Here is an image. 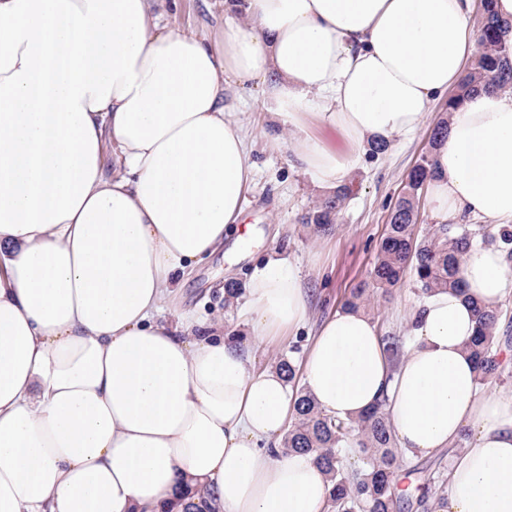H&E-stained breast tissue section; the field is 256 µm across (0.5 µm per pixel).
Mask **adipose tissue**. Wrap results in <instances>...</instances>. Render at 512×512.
<instances>
[{
    "label": "adipose tissue",
    "instance_id": "adipose-tissue-1",
    "mask_svg": "<svg viewBox=\"0 0 512 512\" xmlns=\"http://www.w3.org/2000/svg\"><path fill=\"white\" fill-rule=\"evenodd\" d=\"M162 2L0 0V512H324L314 454L267 451L294 397L252 349L309 320L298 271L255 270L244 341L167 314L256 172L225 99L258 87L294 165L333 190L364 145L416 133L476 52L469 0H247L249 23L212 40L163 24ZM433 156L441 223L512 226V94L468 97ZM460 278L423 299L394 365L369 316L332 314L302 383L333 417L383 405L407 456L460 447L436 512H512V398L481 390L466 350L512 265L477 245Z\"/></svg>",
    "mask_w": 512,
    "mask_h": 512
}]
</instances>
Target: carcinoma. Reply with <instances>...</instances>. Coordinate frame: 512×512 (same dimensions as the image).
<instances>
[{"label":"carcinoma","mask_w":512,"mask_h":512,"mask_svg":"<svg viewBox=\"0 0 512 512\" xmlns=\"http://www.w3.org/2000/svg\"><path fill=\"white\" fill-rule=\"evenodd\" d=\"M493 0H486L477 33V53L469 71L453 94L446 110H451L467 95L479 90H512V43L506 41L512 23L499 18ZM432 174V153L421 157L409 176L383 238L371 282L354 289L343 308L360 310L370 304L374 290L396 286L405 271H413L421 295L437 288L460 289V260L478 243L498 242L512 258V229L492 234L483 224H434L424 235L415 221V198ZM343 187L316 205L304 221L317 231H327L337 223L348 196ZM477 333L469 344L471 354L485 380L498 372L499 312L476 307ZM295 418L281 440L284 451L316 454V462L332 484L325 512H401L416 507L434 512L435 505L447 503L448 485L443 482L430 497L416 502H401L395 496L393 482L402 450L394 442L387 418L377 406L366 414L344 420L324 413L302 388L295 391ZM352 448L357 467L348 466L346 448Z\"/></svg>","instance_id":"cac0c4a2"}]
</instances>
